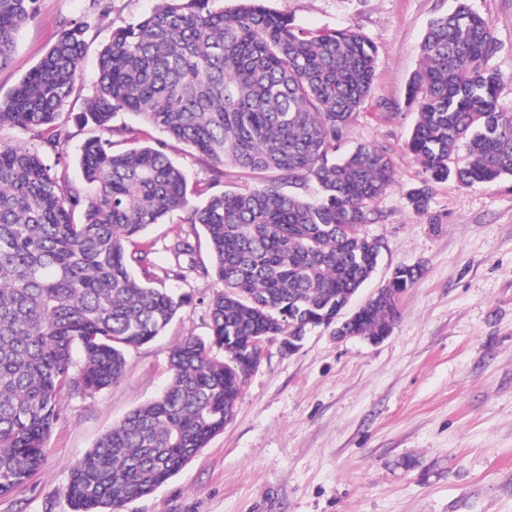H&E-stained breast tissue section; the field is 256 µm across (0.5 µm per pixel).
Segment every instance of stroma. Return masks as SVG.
I'll use <instances>...</instances> for the list:
<instances>
[{"mask_svg": "<svg viewBox=\"0 0 512 512\" xmlns=\"http://www.w3.org/2000/svg\"><path fill=\"white\" fill-rule=\"evenodd\" d=\"M469 4L494 28L499 50L488 65L504 77L501 102L512 105V0ZM154 5L112 0L102 21L92 0H37L36 17L0 70V98L69 21L90 25L80 69L83 93L91 95L101 45ZM268 5L308 29L356 27L375 45L371 94L348 140L384 147L394 182L376 203L380 221L363 228L385 250L358 297L381 288L396 267H419L421 276L403 294L381 344L320 329L289 355L271 345L223 432L122 512H512V177L474 187L436 184L423 213L409 201L422 172L405 149L415 122L406 85L429 22L456 0ZM171 287L189 300L183 312L162 336L130 351L111 387L65 395L40 469L0 498V512H72L70 466L163 390L174 345L208 338L216 281L192 274Z\"/></svg>", "mask_w": 512, "mask_h": 512, "instance_id": "obj_1", "label": "stroma"}]
</instances>
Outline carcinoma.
I'll list each match as a JSON object with an SVG mask.
<instances>
[{
  "label": "carcinoma",
  "instance_id": "1",
  "mask_svg": "<svg viewBox=\"0 0 512 512\" xmlns=\"http://www.w3.org/2000/svg\"><path fill=\"white\" fill-rule=\"evenodd\" d=\"M35 14L36 0H0V70ZM87 36L86 25L66 23L0 99V130L25 134L0 143V497L42 465L64 394L112 386L127 352L181 313L185 297L163 287L183 278L181 265L134 245L176 213L201 226L211 254L202 273L221 288L209 338L170 349L164 391L69 472L73 512H121L224 430L249 377L250 337L299 336L370 278L382 243L361 228L381 217L375 203L394 168L369 143L340 152L375 72L376 49L356 28L307 29L265 0H157L112 30L83 99ZM497 49L467 0L429 24L406 97L417 114L406 149L422 168L409 192L418 212L435 183L512 177V108L499 100L502 74L488 67ZM79 98L75 113L69 104ZM124 113L141 127L114 124ZM74 125L92 130L80 147V183L61 163ZM169 139L195 151L203 180L189 182L167 153ZM229 168L263 179L226 190ZM285 183L297 191L283 192ZM195 251L188 234L166 248L177 259ZM418 277V268L400 266L384 290L404 292ZM397 315L394 305L372 303L354 330L380 335Z\"/></svg>",
  "mask_w": 512,
  "mask_h": 512
}]
</instances>
